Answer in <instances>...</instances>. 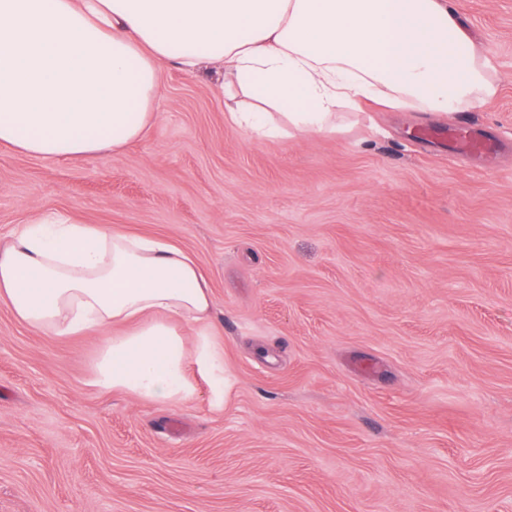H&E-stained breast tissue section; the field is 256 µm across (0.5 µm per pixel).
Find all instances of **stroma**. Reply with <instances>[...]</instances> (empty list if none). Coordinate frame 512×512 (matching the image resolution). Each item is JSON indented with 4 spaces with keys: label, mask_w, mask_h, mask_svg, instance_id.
Masks as SVG:
<instances>
[{
    "label": "stroma",
    "mask_w": 512,
    "mask_h": 512,
    "mask_svg": "<svg viewBox=\"0 0 512 512\" xmlns=\"http://www.w3.org/2000/svg\"><path fill=\"white\" fill-rule=\"evenodd\" d=\"M455 3L499 84L446 118L253 141L218 67L165 62L121 151L0 144V240L46 214L171 239L236 379L220 411L145 405L89 386L98 333L0 303V512H512V0ZM448 141L456 150L482 159H488L496 146L493 138L486 135L481 129H472L460 136L456 129L449 128Z\"/></svg>",
    "instance_id": "obj_1"
}]
</instances>
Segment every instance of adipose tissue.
<instances>
[{
	"mask_svg": "<svg viewBox=\"0 0 512 512\" xmlns=\"http://www.w3.org/2000/svg\"><path fill=\"white\" fill-rule=\"evenodd\" d=\"M224 72L251 138L325 134L368 101L438 116L496 91L454 0H0V143L45 159L103 153L153 119L159 65ZM0 302L32 330L104 337L92 383L148 404L234 386L196 260L161 238L49 214L0 242ZM115 335H107V328Z\"/></svg>",
	"mask_w": 512,
	"mask_h": 512,
	"instance_id": "adipose-tissue-1",
	"label": "adipose tissue"
}]
</instances>
